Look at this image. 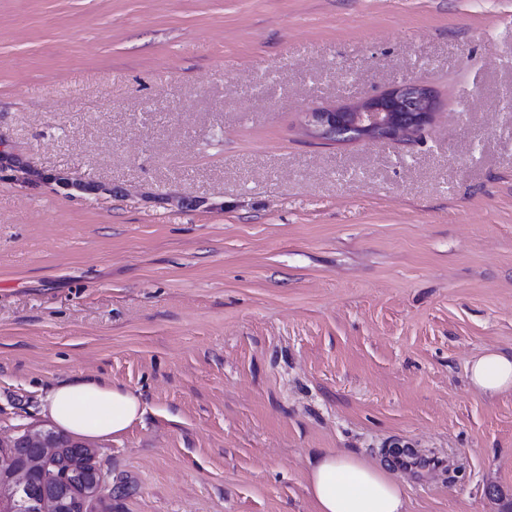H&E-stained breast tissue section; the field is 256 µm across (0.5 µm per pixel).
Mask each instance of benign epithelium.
Returning a JSON list of instances; mask_svg holds the SVG:
<instances>
[{"label": "benign epithelium", "instance_id": "1", "mask_svg": "<svg viewBox=\"0 0 512 512\" xmlns=\"http://www.w3.org/2000/svg\"><path fill=\"white\" fill-rule=\"evenodd\" d=\"M435 101L419 80H408L387 92L370 96L339 109L306 113L309 134L318 140L379 138L397 140L421 131L434 116ZM61 435L53 429L33 428L1 448H17L13 458L0 462V512H47L52 501L57 512L74 508L67 491L57 487L34 490L36 473L42 463L57 456ZM93 478L85 482L83 498L106 500V483L95 461L88 462Z\"/></svg>", "mask_w": 512, "mask_h": 512}]
</instances>
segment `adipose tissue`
<instances>
[{
  "instance_id": "adipose-tissue-1",
  "label": "adipose tissue",
  "mask_w": 512,
  "mask_h": 512,
  "mask_svg": "<svg viewBox=\"0 0 512 512\" xmlns=\"http://www.w3.org/2000/svg\"><path fill=\"white\" fill-rule=\"evenodd\" d=\"M471 385L485 396L512 391V355L488 350L468 364ZM43 414L80 440L123 435L142 414L131 391L93 378L53 387L43 400ZM306 488L317 512H405L401 485L381 464L356 454L322 449L308 461Z\"/></svg>"
}]
</instances>
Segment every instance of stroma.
<instances>
[{"instance_id": "obj_1", "label": "stroma", "mask_w": 512, "mask_h": 512, "mask_svg": "<svg viewBox=\"0 0 512 512\" xmlns=\"http://www.w3.org/2000/svg\"><path fill=\"white\" fill-rule=\"evenodd\" d=\"M411 79L399 140L306 113ZM70 178L74 189L48 182ZM512 0H0V437L54 385L143 415L110 512H316V449L454 458L408 512H512ZM468 379L488 397L512 391V355L486 350L469 362Z\"/></svg>"}]
</instances>
